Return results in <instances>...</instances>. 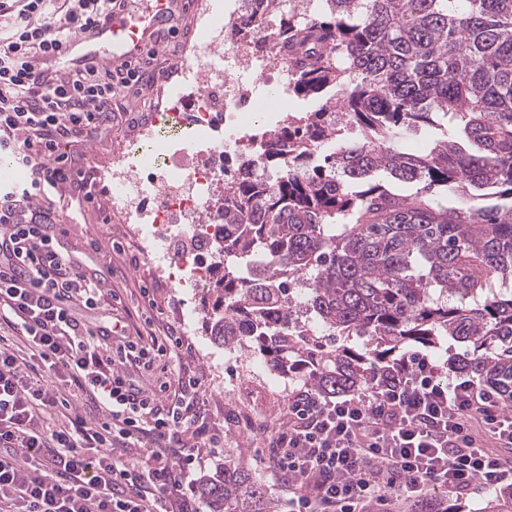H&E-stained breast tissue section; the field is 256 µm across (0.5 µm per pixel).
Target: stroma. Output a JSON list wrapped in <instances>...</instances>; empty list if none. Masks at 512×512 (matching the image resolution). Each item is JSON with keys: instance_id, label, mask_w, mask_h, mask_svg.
I'll return each mask as SVG.
<instances>
[{"instance_id": "obj_1", "label": "stroma", "mask_w": 512, "mask_h": 512, "mask_svg": "<svg viewBox=\"0 0 512 512\" xmlns=\"http://www.w3.org/2000/svg\"><path fill=\"white\" fill-rule=\"evenodd\" d=\"M194 10H186L177 20L178 36L166 40L149 69L145 85L122 91L114 98V119L106 128L80 138L68 148L74 168L92 177L93 203L81 200L77 188L67 193L79 200L73 214L61 215L51 225L61 251L83 260L89 272L95 273L104 289L118 297L112 311L124 320L129 333L152 332L165 335L175 331L184 343L178 355L157 362L153 371L143 378L147 386L161 382L176 383L185 370L199 371L204 379L205 408L211 428L223 432L224 445L205 453L200 465L194 466L184 482L187 495H194L200 474L222 468L225 458L235 459L261 481L274 498L278 512H287L288 495L264 463L266 449L261 436L248 432L244 426L247 414L261 416L265 431L279 428L286 420L289 397L299 391L300 385L288 378H280L277 391H269L264 382L249 380L243 375L247 364L262 363L258 354L246 355L215 344L207 335L203 323V299L182 300L173 289L162 286L147 259L124 225L114 220L104 194L108 173L104 161L115 148L121 146L138 126L153 120L152 100L160 91L179 92L177 82L168 76L175 66L174 51L180 50L190 33ZM149 288L150 298H143L142 288ZM188 303L195 313L191 319H182L178 310Z\"/></svg>"}]
</instances>
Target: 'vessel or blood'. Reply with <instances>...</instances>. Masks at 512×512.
Here are the masks:
<instances>
[{"label":"vessel or blood","instance_id":"1","mask_svg":"<svg viewBox=\"0 0 512 512\" xmlns=\"http://www.w3.org/2000/svg\"><path fill=\"white\" fill-rule=\"evenodd\" d=\"M183 9V0H151L146 9L139 0H117L108 19L75 35L59 52L37 60L35 71L47 76L92 64L115 67L139 58L157 48L158 28L171 24Z\"/></svg>","mask_w":512,"mask_h":512}]
</instances>
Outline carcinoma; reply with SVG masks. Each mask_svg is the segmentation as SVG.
Masks as SVG:
<instances>
[{"mask_svg": "<svg viewBox=\"0 0 512 512\" xmlns=\"http://www.w3.org/2000/svg\"><path fill=\"white\" fill-rule=\"evenodd\" d=\"M247 2L291 53L290 91L324 103L267 131L224 188L211 340L331 399L364 388L402 346L450 336L469 347L461 372L512 401V0H315L299 14ZM338 104L363 139H341ZM422 125L471 149L404 151ZM378 171L419 191L395 194L371 182ZM197 493L206 512L275 509L231 457ZM396 512L456 510L434 494Z\"/></svg>", "mask_w": 512, "mask_h": 512, "instance_id": "carcinoma-1", "label": "carcinoma"}]
</instances>
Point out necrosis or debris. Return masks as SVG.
<instances>
[{
    "label": "necrosis or debris",
    "mask_w": 512,
    "mask_h": 512,
    "mask_svg": "<svg viewBox=\"0 0 512 512\" xmlns=\"http://www.w3.org/2000/svg\"><path fill=\"white\" fill-rule=\"evenodd\" d=\"M245 5L225 18L214 17L208 0H199L195 37L183 46L177 75L183 93L167 95L158 112L176 128L194 129L200 136L193 149L179 148L145 160L140 151L156 139L155 123L115 152L107 203L154 269L171 288L199 292L209 287L214 266L201 263L198 241L224 234V203L216 188L224 180V156L244 144H256L258 128L237 125L238 115L258 112L264 97L259 79L276 77L279 92H287L289 70L278 51V35L265 24L247 19ZM265 51H256V44ZM154 193L151 208L140 205Z\"/></svg>",
    "instance_id": "1"
}]
</instances>
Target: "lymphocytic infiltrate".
Wrapping results in <instances>:
<instances>
[{
	"mask_svg": "<svg viewBox=\"0 0 512 512\" xmlns=\"http://www.w3.org/2000/svg\"><path fill=\"white\" fill-rule=\"evenodd\" d=\"M114 0H0V152L29 172L0 183V512H201L185 474L216 439L203 377L177 388L141 376L181 347L175 334L130 336L83 311L103 291L47 232L71 207L66 148L106 124L112 101L151 64L39 77L34 63L111 15ZM53 381L37 377L38 368ZM72 387L99 415L70 412ZM267 436V463L288 490V512H357L361 501L417 494L428 484L463 493L512 482V415L497 392L441 377L429 355L389 364L361 392L308 391Z\"/></svg>",
	"mask_w": 512,
	"mask_h": 512,
	"instance_id": "lymphocytic-infiltrate-1",
	"label": "lymphocytic infiltrate"
}]
</instances>
